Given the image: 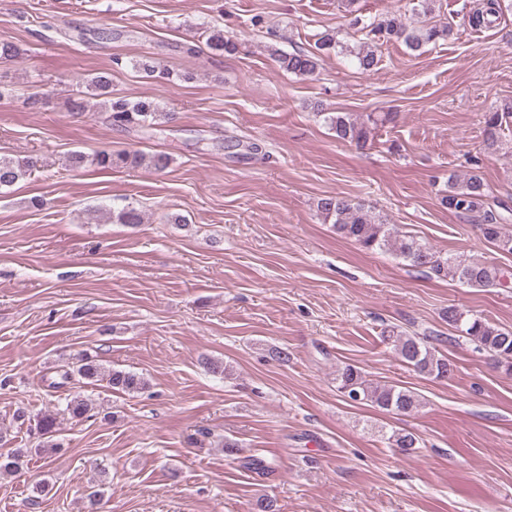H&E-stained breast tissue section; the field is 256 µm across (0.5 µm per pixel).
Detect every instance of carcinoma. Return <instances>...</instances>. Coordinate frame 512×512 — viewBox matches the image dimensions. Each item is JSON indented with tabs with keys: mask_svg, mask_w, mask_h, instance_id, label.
Masks as SVG:
<instances>
[{
	"mask_svg": "<svg viewBox=\"0 0 512 512\" xmlns=\"http://www.w3.org/2000/svg\"><path fill=\"white\" fill-rule=\"evenodd\" d=\"M500 0H474L467 14L468 25L475 29L492 26L500 16ZM351 25L361 26L363 41L350 46L337 39V32L326 31L316 40L314 50L295 49L284 52L272 50L279 67L296 76L308 77L319 70L323 57L336 49L353 54L359 70H373L381 61V47L390 42H401L409 50L416 52L428 44H438L448 40L451 29L446 23L422 22L411 25L401 16L386 13L369 24L362 23L359 17L351 20ZM208 47L218 53L233 54L236 43L224 36L222 30H212L207 39ZM133 67L146 79H157L170 72L160 70L154 60L141 58ZM99 99L104 121L110 126L137 127L145 132L155 125V121L172 114L163 111L155 98L140 97L132 100L125 96L112 95V69L96 73L87 80V92H78L68 102L72 113L82 112L89 106V97ZM512 117V99H504L494 112L488 113L485 120V146L489 153L497 152L500 143V130L503 120ZM392 120L387 112L378 117L370 113L361 119L347 112L328 116L336 137L363 148L374 139L378 125ZM71 165L81 168L87 164L101 169L121 167H145L157 171L167 169L171 157L162 153L146 154L139 151L112 153L99 150L91 155L77 151L70 157ZM37 170V161L32 158H12L0 156V189L10 188ZM440 204L458 216L476 224L482 237L497 251L512 254V207L507 202L492 196L489 186L481 174L472 172L464 176L448 177L446 188L440 193ZM323 219L333 221L341 236L367 251H391L428 274L440 279L449 278L470 288H502L507 284V275L493 263L477 259L449 256L441 253L411 235H402L386 224L374 208L344 196H328L317 205ZM118 224H141L144 215L133 205H126L112 214ZM448 326L455 328L463 337L475 342L479 350L485 352L496 369L512 374V328L502 327L480 316H471L454 306L444 312ZM383 339L391 343L399 360L418 374L433 379H448L454 374V366L448 358L427 345V340L419 336H407L390 329ZM94 384L107 383L112 392L134 395L148 387V381L130 370H105L99 361L81 353L72 367L60 373V381L51 384L53 388L66 385L73 376ZM337 390L355 404L369 405L388 414L414 413L422 406L419 396L406 388L378 384L369 381L357 366L348 364L336 369ZM63 413L74 420L89 417L93 410L89 399L80 394H69L63 398ZM30 431L40 438L35 448H3L0 450V476L12 475L21 471L27 458L34 453L54 452L60 444L52 437L57 432L56 417L44 414L36 417ZM387 443L408 453L417 447L418 438L410 432L393 430L382 433Z\"/></svg>",
	"mask_w": 512,
	"mask_h": 512,
	"instance_id": "carcinoma-1",
	"label": "carcinoma"
}]
</instances>
